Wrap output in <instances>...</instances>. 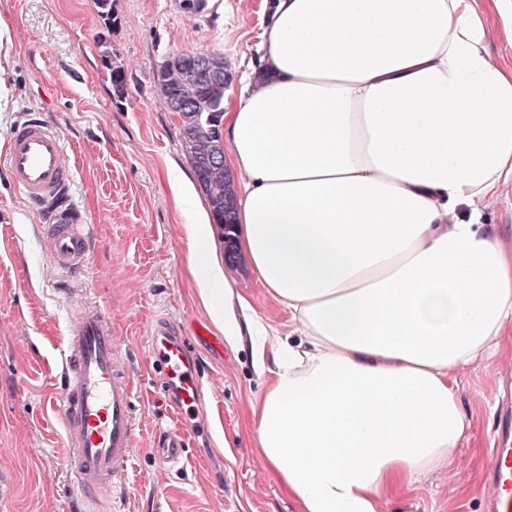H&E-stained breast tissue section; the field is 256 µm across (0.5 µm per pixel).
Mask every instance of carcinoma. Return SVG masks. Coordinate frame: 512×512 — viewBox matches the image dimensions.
I'll return each mask as SVG.
<instances>
[{"mask_svg": "<svg viewBox=\"0 0 512 512\" xmlns=\"http://www.w3.org/2000/svg\"><path fill=\"white\" fill-rule=\"evenodd\" d=\"M233 75L224 74L220 82L201 76L203 90L190 94L177 76L167 71L166 63L158 70V82L165 103L186 99L178 116L182 122V149L190 164L200 191L205 196L213 223L223 230L224 258L236 262L237 250L228 229L234 220L235 195L229 174L224 172V90L232 84Z\"/></svg>", "mask_w": 512, "mask_h": 512, "instance_id": "carcinoma-1", "label": "carcinoma"}]
</instances>
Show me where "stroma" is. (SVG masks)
Listing matches in <instances>:
<instances>
[{
  "label": "stroma",
  "instance_id": "35a3bbf8",
  "mask_svg": "<svg viewBox=\"0 0 512 512\" xmlns=\"http://www.w3.org/2000/svg\"><path fill=\"white\" fill-rule=\"evenodd\" d=\"M113 10L107 25L96 0H0V512H75L82 497L49 399L67 317L89 291L128 352L138 422L125 489L99 512H301L250 434L251 405L264 387L251 349L225 342L189 284L174 188L195 176L181 121L164 107L156 77L167 55L216 54L236 77L224 96H236L260 41L262 0H114ZM113 66L126 74L120 94L109 80ZM33 115L55 123L71 146L73 197L95 232L84 277L53 263L43 213L10 180L8 136ZM231 271L253 310L287 335V311L245 261ZM159 321L191 339L203 385L200 413L187 423L186 460L176 467L152 453L156 429L177 421L159 400L149 353ZM457 381L476 455L470 470L437 472L414 512H484L497 390L512 389V355L495 358L486 375L460 371Z\"/></svg>",
  "mask_w": 512,
  "mask_h": 512
}]
</instances>
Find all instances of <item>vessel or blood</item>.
<instances>
[{
    "label": "vessel or blood",
    "mask_w": 512,
    "mask_h": 512,
    "mask_svg": "<svg viewBox=\"0 0 512 512\" xmlns=\"http://www.w3.org/2000/svg\"><path fill=\"white\" fill-rule=\"evenodd\" d=\"M69 144L59 127L30 117L11 131L6 150L15 188L47 215L49 254L72 274L90 261L92 227L72 200ZM152 364L160 391L179 424L159 435L155 455L177 465L184 458L183 420L201 402V385L185 337L167 323L150 331ZM64 442L70 450V476L90 501L121 490L131 465L135 434V378L112 321L97 302L84 301L67 322L66 366L53 401ZM489 512H512V411L501 415L490 461Z\"/></svg>",
    "instance_id": "vessel-or-blood-1"
}]
</instances>
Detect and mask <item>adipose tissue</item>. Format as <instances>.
<instances>
[{
    "instance_id": "obj_1",
    "label": "adipose tissue",
    "mask_w": 512,
    "mask_h": 512,
    "mask_svg": "<svg viewBox=\"0 0 512 512\" xmlns=\"http://www.w3.org/2000/svg\"><path fill=\"white\" fill-rule=\"evenodd\" d=\"M234 237L284 307L270 333L187 214L193 291L268 382L264 465L302 512H382L468 454L457 371L512 327V250L487 208L512 183V69L476 0H269L224 102Z\"/></svg>"
}]
</instances>
